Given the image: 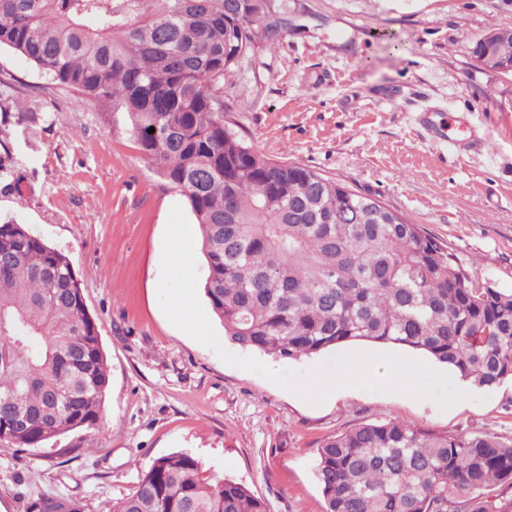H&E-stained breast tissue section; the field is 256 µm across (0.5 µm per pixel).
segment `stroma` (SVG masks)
<instances>
[{
    "mask_svg": "<svg viewBox=\"0 0 512 512\" xmlns=\"http://www.w3.org/2000/svg\"><path fill=\"white\" fill-rule=\"evenodd\" d=\"M275 11L277 48L256 38L224 83L244 141L372 193L480 282L512 291V74L470 54L485 33L512 29V0H277ZM4 77L13 90L0 92V224H23L69 255L110 382L92 436L0 448V512H22L41 493L99 512L176 451L245 484L269 512H324L314 465L327 436L380 420L512 435L508 384L446 411L366 390L313 405L225 364L160 307L165 228L187 201L138 150L124 114L2 49Z\"/></svg>",
    "mask_w": 512,
    "mask_h": 512,
    "instance_id": "obj_1",
    "label": "stroma"
}]
</instances>
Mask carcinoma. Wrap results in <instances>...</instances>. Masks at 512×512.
Returning <instances> with one entry per match:
<instances>
[{"label":"carcinoma","instance_id":"1","mask_svg":"<svg viewBox=\"0 0 512 512\" xmlns=\"http://www.w3.org/2000/svg\"><path fill=\"white\" fill-rule=\"evenodd\" d=\"M254 0H0V50L120 110L139 150L183 195L203 291L239 348L300 360L353 341L397 344L483 389L512 382V291L475 277L419 225L309 168L248 146L224 120V80L261 26ZM155 132H149V128ZM109 370L67 254L0 224V445L37 448L99 428ZM325 512H512V436L361 423L324 439ZM24 512H85L40 494ZM99 512H268L188 452L153 460Z\"/></svg>","mask_w":512,"mask_h":512}]
</instances>
